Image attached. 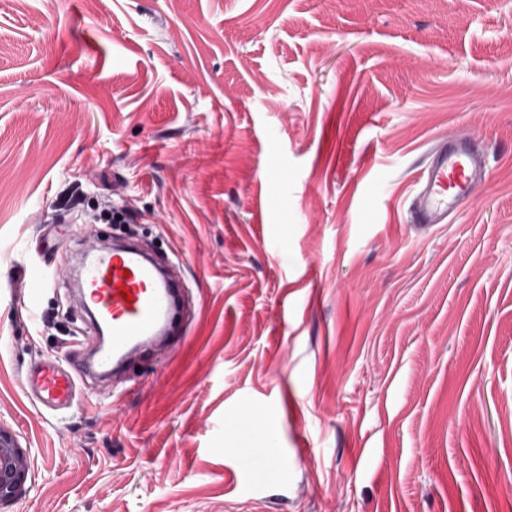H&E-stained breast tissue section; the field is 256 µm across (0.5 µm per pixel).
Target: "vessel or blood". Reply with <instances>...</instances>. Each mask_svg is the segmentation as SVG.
<instances>
[{"label": "vessel or blood", "instance_id": "obj_1", "mask_svg": "<svg viewBox=\"0 0 512 512\" xmlns=\"http://www.w3.org/2000/svg\"><path fill=\"white\" fill-rule=\"evenodd\" d=\"M488 177L486 158L470 135L441 141L419 171L412 223L422 228L444 223ZM70 260L79 274L78 302L91 315L97 341L67 362L46 361L24 374L26 395L51 411L72 407L79 382L117 377L142 355L171 341L180 320L176 308L183 299L179 280L136 248L82 244ZM124 288L131 299L121 296Z\"/></svg>", "mask_w": 512, "mask_h": 512}]
</instances>
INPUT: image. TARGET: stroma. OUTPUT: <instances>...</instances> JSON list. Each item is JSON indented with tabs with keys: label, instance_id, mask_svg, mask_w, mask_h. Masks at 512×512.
<instances>
[{
	"label": "stroma",
	"instance_id": "stroma-1",
	"mask_svg": "<svg viewBox=\"0 0 512 512\" xmlns=\"http://www.w3.org/2000/svg\"><path fill=\"white\" fill-rule=\"evenodd\" d=\"M458 132L492 179L416 228ZM75 188L190 326L59 416L21 376L89 334L40 321ZM0 427V512H512V0H0ZM29 470L27 449L0 427V508L25 491Z\"/></svg>",
	"mask_w": 512,
	"mask_h": 512
}]
</instances>
